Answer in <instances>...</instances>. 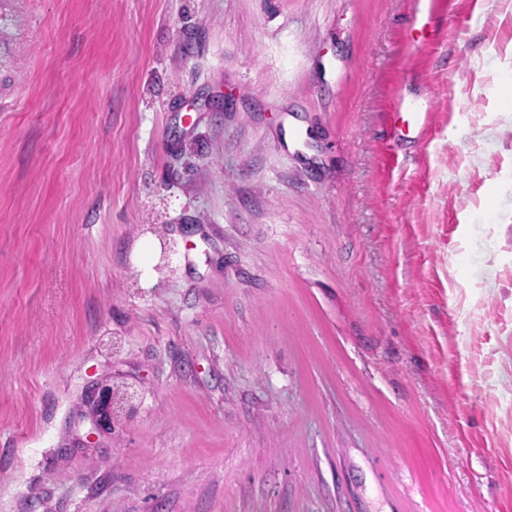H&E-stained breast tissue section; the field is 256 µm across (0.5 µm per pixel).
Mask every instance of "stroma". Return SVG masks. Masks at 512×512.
Here are the masks:
<instances>
[{
	"label": "stroma",
	"instance_id": "stroma-1",
	"mask_svg": "<svg viewBox=\"0 0 512 512\" xmlns=\"http://www.w3.org/2000/svg\"><path fill=\"white\" fill-rule=\"evenodd\" d=\"M414 10L0 0V512H512V0ZM441 0H418L415 7V24L418 32L429 30L434 14L439 10Z\"/></svg>",
	"mask_w": 512,
	"mask_h": 512
}]
</instances>
